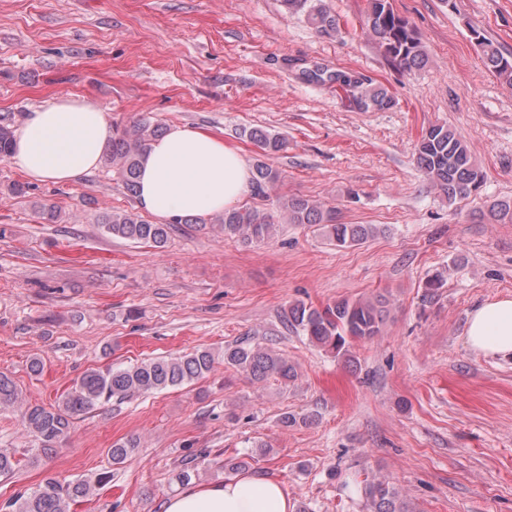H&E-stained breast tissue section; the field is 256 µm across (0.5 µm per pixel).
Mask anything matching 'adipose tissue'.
Wrapping results in <instances>:
<instances>
[{"label": "adipose tissue", "mask_w": 512, "mask_h": 512, "mask_svg": "<svg viewBox=\"0 0 512 512\" xmlns=\"http://www.w3.org/2000/svg\"><path fill=\"white\" fill-rule=\"evenodd\" d=\"M112 136L104 113L85 98L65 95L29 112L16 135L12 165L31 180L69 183L94 170ZM251 190L244 155L201 129L180 125L149 142L137 202L148 214L208 215L233 207ZM467 341L487 356L512 354V297L486 302L469 317ZM281 484L260 475L189 485L164 512H291Z\"/></svg>", "instance_id": "obj_1"}]
</instances>
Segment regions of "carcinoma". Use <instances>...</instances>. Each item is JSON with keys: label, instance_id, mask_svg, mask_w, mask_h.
Listing matches in <instances>:
<instances>
[{"label": "carcinoma", "instance_id": "1", "mask_svg": "<svg viewBox=\"0 0 512 512\" xmlns=\"http://www.w3.org/2000/svg\"><path fill=\"white\" fill-rule=\"evenodd\" d=\"M288 12L303 14L315 32L331 37L341 31L340 19L331 13L323 0H280ZM364 24L376 39L385 57L399 71L412 73L423 68L427 56L410 22L396 13L390 0H367ZM488 71L503 83L512 86V57L504 54L493 41L475 34ZM307 77L323 84H336L350 91L359 110L389 109L395 99L389 91L373 81L343 71L317 66L307 71ZM164 132L161 124L144 113L130 127L112 125L101 163L112 169L126 191L137 194V180L147 143ZM240 137L253 144L260 159L252 167V190L258 197L281 179L279 171L264 158L282 150L286 143L260 127L244 128ZM14 131L0 123V160L12 151ZM416 163L425 178L452 205L467 198L482 185L484 175L464 140L445 124H434L423 130L416 145ZM281 212L290 224H315L338 247L363 243L376 232L371 224H338L335 214L324 210L314 201L291 195L281 201ZM489 215L498 223H512V203L499 201L490 206ZM98 224L108 234L135 243H150L165 247L173 225L196 224L205 230L215 224L230 238L247 242L270 237L278 221L276 216L256 207H232L209 219L174 218L170 224H153L128 212L113 211L98 217ZM389 314V299L383 293L367 298L341 299L319 309L297 301L281 315L287 330L308 337L324 350L352 361L350 342H368L382 335ZM215 357L209 350H197L183 356L158 357L123 367L87 371L57 403L50 407L23 403L16 383L0 374V410L20 408L22 430L38 442L43 454L53 451L67 434L74 417L90 413L112 401L122 402L168 389L182 387L205 377L214 367ZM224 363L245 373L256 382L275 378L284 382L297 376L295 366L284 355L259 343H239L224 349ZM139 441L127 438L112 444V463L120 464L135 453ZM18 466L15 455L0 448V477L14 474ZM110 475L102 472L92 480L78 478L62 483L49 476L30 494L9 502L12 512H70L71 504L92 496L109 482ZM371 512H405L406 503L399 491L384 478H374L361 487Z\"/></svg>", "mask_w": 512, "mask_h": 512}]
</instances>
